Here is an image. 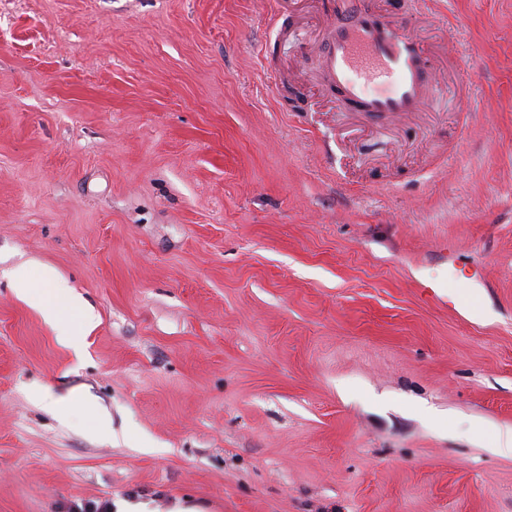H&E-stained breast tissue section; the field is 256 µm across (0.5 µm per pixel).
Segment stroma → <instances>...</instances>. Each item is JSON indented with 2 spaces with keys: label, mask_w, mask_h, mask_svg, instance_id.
<instances>
[{
  "label": "stroma",
  "mask_w": 512,
  "mask_h": 512,
  "mask_svg": "<svg viewBox=\"0 0 512 512\" xmlns=\"http://www.w3.org/2000/svg\"><path fill=\"white\" fill-rule=\"evenodd\" d=\"M372 2L421 111L334 106L333 0H0V512H512V0ZM8 276L17 296L40 311L45 321L59 331V339L79 352L77 339L66 334L65 322L69 316H74L84 326L95 323L94 309L82 296L74 294L59 272L47 264H22L10 270ZM152 500L138 495H116L108 500L107 512H156L151 510Z\"/></svg>",
  "instance_id": "1"
}]
</instances>
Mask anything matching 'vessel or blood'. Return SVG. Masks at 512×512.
Segmentation results:
<instances>
[{
	"mask_svg": "<svg viewBox=\"0 0 512 512\" xmlns=\"http://www.w3.org/2000/svg\"><path fill=\"white\" fill-rule=\"evenodd\" d=\"M321 61L340 104L357 112L418 111L433 91L427 51L368 0H335Z\"/></svg>",
	"mask_w": 512,
	"mask_h": 512,
	"instance_id": "b4317fda",
	"label": "vessel or blood"
}]
</instances>
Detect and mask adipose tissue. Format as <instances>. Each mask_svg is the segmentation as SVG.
<instances>
[{
    "label": "adipose tissue",
    "mask_w": 512,
    "mask_h": 512,
    "mask_svg": "<svg viewBox=\"0 0 512 512\" xmlns=\"http://www.w3.org/2000/svg\"><path fill=\"white\" fill-rule=\"evenodd\" d=\"M9 280L18 297L40 311L50 326L63 332V341L70 347H77L78 341L65 335L67 319L76 317L86 326L96 321L93 308L82 296L74 294L50 265L37 262L16 266L10 270Z\"/></svg>",
    "instance_id": "obj_1"
}]
</instances>
